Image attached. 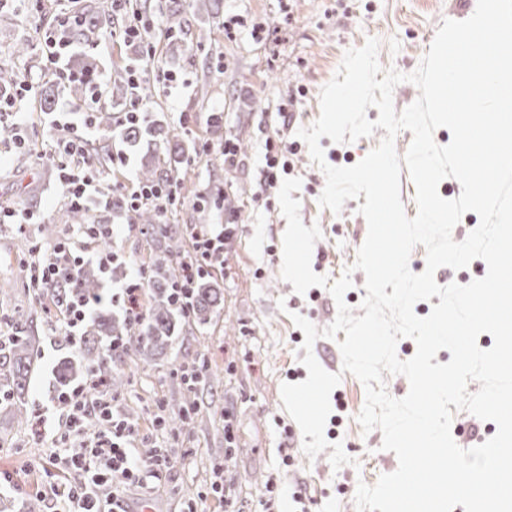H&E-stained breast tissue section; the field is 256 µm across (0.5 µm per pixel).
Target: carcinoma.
<instances>
[{"instance_id":"carcinoma-1","label":"carcinoma","mask_w":512,"mask_h":512,"mask_svg":"<svg viewBox=\"0 0 512 512\" xmlns=\"http://www.w3.org/2000/svg\"><path fill=\"white\" fill-rule=\"evenodd\" d=\"M186 9L181 0H172L169 5L167 40L177 50H194L193 43L187 42L189 24L185 18ZM107 101L96 111L94 120L100 127L112 129V135L124 145L137 149L147 146L151 151L150 160L142 163L140 183L154 185L175 182L180 171L194 161L197 139L184 132H174L164 124L158 113L152 112L138 124H130L122 115L112 112V102L130 101L134 98L152 99V87L148 82L134 88L121 74H116L107 90ZM157 209L146 204L131 216L137 224L152 227L160 245V253L153 259L144 274L151 288L146 316L138 323H132L122 316L110 313L108 303L101 304L84 325L79 345L72 356L64 359L57 370L59 391L67 390L69 384L93 371L102 374L109 386L116 390L125 387V376L112 373L107 366L112 358V341L120 343V350H132L144 355L167 348L174 336L182 332L191 322L204 324L221 310L224 293L213 276L204 273L193 286L192 310L185 314L173 304L171 285L180 261L190 253L185 248V239L178 236L167 224L156 223ZM78 291L87 296L103 293L99 284V271L92 266L81 269L76 278ZM70 290L57 288H36L34 296L38 303L66 298ZM20 320L12 325V333L6 337L4 349L9 359L0 384V408L9 411L19 422L31 419L27 408L26 391L32 373L38 366L39 346L36 337L19 334Z\"/></svg>"}]
</instances>
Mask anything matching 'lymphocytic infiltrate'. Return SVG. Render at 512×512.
Listing matches in <instances>:
<instances>
[{
	"label": "lymphocytic infiltrate",
	"mask_w": 512,
	"mask_h": 512,
	"mask_svg": "<svg viewBox=\"0 0 512 512\" xmlns=\"http://www.w3.org/2000/svg\"><path fill=\"white\" fill-rule=\"evenodd\" d=\"M126 0H111L112 14L120 22L105 40L112 42H138L144 52L131 66L129 79L139 84L144 73L154 62V50L148 43L146 34L149 25L139 15L126 13ZM85 17L67 14L62 17L53 35L46 40V66L54 70L60 82L70 81V71L62 69L60 62L73 49L70 35L75 27L84 25ZM108 76L99 73L80 105L61 101L56 114L49 120L47 132L54 145L51 160L61 170L64 197L68 204L84 205L85 202H101L103 194L99 186L97 172L83 169L71 171L68 161L83 155L88 144L84 134L67 119L74 111L90 115L98 104V94L106 84ZM237 227L233 224L215 226L196 224L190 230L195 248L194 259L189 260L182 274L173 282V300L178 307L190 306L193 281L196 274L204 270H214L224 264L227 247L234 240ZM112 227L108 224H82L70 226L65 240L39 256L32 269L33 286L74 285L77 272L88 263H95L99 269H109L119 255L112 250L99 249V241L111 238ZM61 417L65 430L61 441L71 443L74 452L69 455L70 467L83 471L84 482L71 486L68 491L70 512H108L109 508L120 507L126 494L133 488L144 487L148 479L158 476L168 467L166 450L156 449L145 457H137L132 450L135 437L134 426L117 418L112 412V399L104 389L102 377H91L86 384L79 385L60 397ZM95 414L104 423V428L93 437H86L82 431L83 420L88 414ZM110 488L108 498H100L101 488Z\"/></svg>",
	"instance_id": "lymphocytic-infiltrate-1"
}]
</instances>
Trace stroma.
I'll return each instance as SVG.
<instances>
[{"label": "stroma", "instance_id": "35a3bbf8", "mask_svg": "<svg viewBox=\"0 0 512 512\" xmlns=\"http://www.w3.org/2000/svg\"><path fill=\"white\" fill-rule=\"evenodd\" d=\"M97 0H29L20 11L0 10V69L30 71L39 88L56 84L55 74L44 72L40 47L50 26L62 12L89 10ZM204 0H185L193 36L203 39L193 55L166 53L156 45L155 62L147 74L158 109L166 124L188 131L220 151L225 141L238 148L239 166L233 171L197 158L186 171L180 193L182 204L162 216L174 228L205 219L209 224H234L238 233L217 276L224 283V309L206 325L185 328L166 353L152 360L134 354L114 355L113 371L129 376L130 384L114 393L115 412L136 429L135 449L148 455L164 448L174 463L151 482L150 488L130 491L127 505L148 500L154 512H184L188 500L199 512H263L265 500L275 508L301 497L303 512H357L359 484H375L398 467L393 452L382 450L380 430L363 432L357 416L365 403V388L343 372L337 341L319 338L304 350L303 332L291 320L300 314L318 328L328 327L337 305L323 287L305 294L294 292L281 277L280 249L287 221L277 193L261 186L265 142L281 124H289L288 175L300 178L294 194L300 202L304 226H319L321 238L312 251L315 273L338 279L351 269L367 236V222L358 201H346L340 213L319 205L325 187L322 170L311 160L299 129L311 126L320 115V92L339 69L346 50L362 47L367 39L379 42L382 69L414 72L429 51L444 20H464L477 0H221L220 25L207 23ZM236 19L233 36L222 23ZM28 42L31 66L15 58L13 49ZM139 56L133 44L90 41L78 45L68 68L79 71H126ZM177 82H168L169 74ZM296 104H289V96ZM29 123L23 130L28 143L19 151L14 137L0 138V211L29 209L38 223L0 222V334L4 318L22 315L30 335L40 339V365L28 388L29 406L55 428L54 374L72 347L65 340L62 307L42 309L33 301L28 266L35 261L34 246L50 248L60 242L72 223L70 206L63 199L57 168L45 154L49 143L43 129L45 112L38 97L25 105ZM223 115L220 132H213L212 113ZM384 129L351 143L322 137L328 164L348 167L374 149ZM141 151L128 152L124 163L101 170V187L113 196L132 191L137 182ZM87 218L113 225L112 248L122 254V267L104 289L120 291L147 267L154 245L145 226L130 224L115 209H89ZM313 353L319 364H331L342 379L330 396L331 413L325 426L328 442L341 443L350 464L333 469L329 451L307 457L298 424L285 411L282 383H298L308 372L302 360ZM208 360V377L195 394L197 416L181 429L152 425L154 414L178 419L169 399L181 398V369L199 356ZM232 419L235 452L224 458V421ZM51 459L50 451L32 426L0 416V498L14 500V512L34 501L37 512H65L71 483L81 471ZM228 462L224 493H213L214 468Z\"/></svg>", "mask_w": 512, "mask_h": 512}]
</instances>
